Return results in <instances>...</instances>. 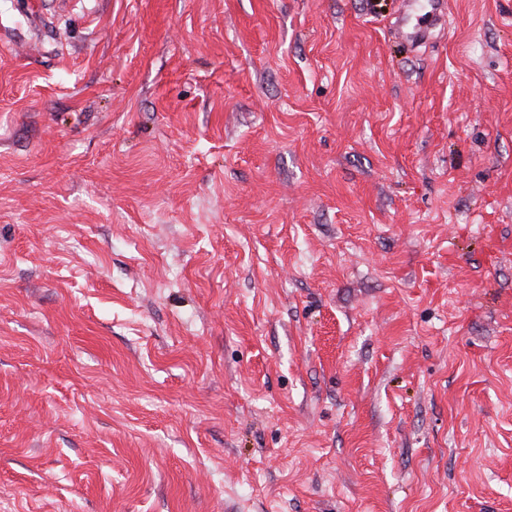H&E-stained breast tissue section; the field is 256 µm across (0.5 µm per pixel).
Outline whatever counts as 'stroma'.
<instances>
[{
	"label": "stroma",
	"mask_w": 512,
	"mask_h": 512,
	"mask_svg": "<svg viewBox=\"0 0 512 512\" xmlns=\"http://www.w3.org/2000/svg\"><path fill=\"white\" fill-rule=\"evenodd\" d=\"M0 0V512H512V0Z\"/></svg>",
	"instance_id": "obj_1"
}]
</instances>
